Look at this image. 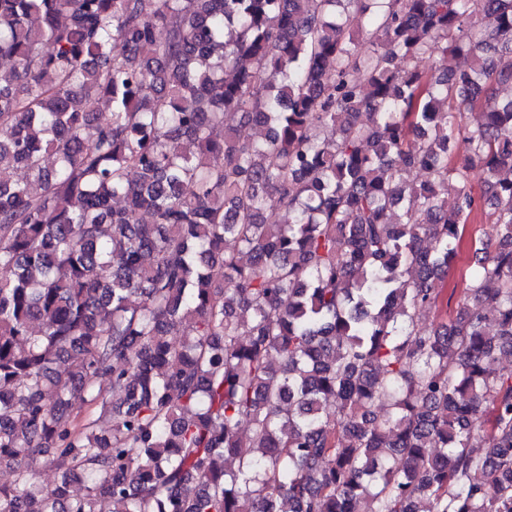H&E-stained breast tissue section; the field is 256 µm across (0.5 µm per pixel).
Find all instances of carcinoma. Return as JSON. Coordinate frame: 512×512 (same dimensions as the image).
I'll return each instance as SVG.
<instances>
[{"instance_id": "carcinoma-1", "label": "carcinoma", "mask_w": 512, "mask_h": 512, "mask_svg": "<svg viewBox=\"0 0 512 512\" xmlns=\"http://www.w3.org/2000/svg\"><path fill=\"white\" fill-rule=\"evenodd\" d=\"M496 83L512 0H0V512H512ZM473 261L474 260L472 259V254H468L464 249L456 266L451 269L450 275L448 276V298L453 289L455 290V294L451 302L448 301V311L455 306L456 298H459L464 289L467 287V269L468 266H473L474 268Z\"/></svg>"}]
</instances>
